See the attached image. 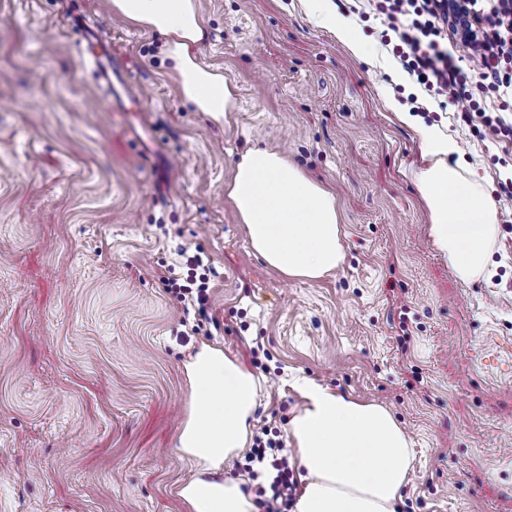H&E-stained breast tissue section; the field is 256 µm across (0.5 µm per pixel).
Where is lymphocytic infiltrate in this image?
<instances>
[{"mask_svg":"<svg viewBox=\"0 0 512 512\" xmlns=\"http://www.w3.org/2000/svg\"><path fill=\"white\" fill-rule=\"evenodd\" d=\"M376 9L383 26L399 39L395 54L408 72L438 97L453 102L464 95L467 78L447 43L448 36L462 32L472 36L469 62L477 90L488 86L512 89V71L502 63L503 56L512 57V0H466V16L456 21L448 15V0H377ZM489 14L498 18L492 29L480 25ZM246 458L251 463L269 461L276 472L270 487L255 490L265 498L267 512H289L297 482L278 443L255 436Z\"/></svg>","mask_w":512,"mask_h":512,"instance_id":"1","label":"lymphocytic infiltrate"}]
</instances>
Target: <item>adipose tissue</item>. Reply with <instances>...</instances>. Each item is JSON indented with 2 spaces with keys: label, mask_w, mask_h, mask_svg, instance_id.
Segmentation results:
<instances>
[{
  "label": "adipose tissue",
  "mask_w": 512,
  "mask_h": 512,
  "mask_svg": "<svg viewBox=\"0 0 512 512\" xmlns=\"http://www.w3.org/2000/svg\"><path fill=\"white\" fill-rule=\"evenodd\" d=\"M317 22L357 58L369 48L324 0H308ZM113 11L167 38L182 98L213 118L232 111L231 84L218 70L202 65L195 54L205 37L197 0H112ZM425 162L416 186L430 218V236L457 279L469 283L491 273L498 236V212L479 182L449 165L457 147L438 128L402 112ZM227 197L247 228L253 250L273 269L293 278L317 279L341 266L344 248L336 198L284 154L253 148L242 155ZM199 406L178 437L177 449L202 477L180 491L192 512H259L254 495L240 479L216 483L205 475L223 468L244 448L259 397L254 374L211 347H202L188 365ZM304 406L288 431L305 484L293 512H397L408 482L411 441L390 410L312 382H302Z\"/></svg>",
  "instance_id": "adipose-tissue-1"
}]
</instances>
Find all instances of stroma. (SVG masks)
Returning <instances> with one entry per match:
<instances>
[{
	"instance_id": "obj_1",
	"label": "stroma",
	"mask_w": 512,
	"mask_h": 512,
	"mask_svg": "<svg viewBox=\"0 0 512 512\" xmlns=\"http://www.w3.org/2000/svg\"><path fill=\"white\" fill-rule=\"evenodd\" d=\"M197 2V58L236 95L218 122L111 0H0V512H190L196 470L175 446L205 345L258 378L250 429L284 449L303 377L407 431L400 512H512V142L405 72L372 0H326L367 61L306 0ZM77 18L126 71L113 93L71 50ZM395 103L456 141L449 163L494 198L490 277L460 282L434 246ZM252 147L335 195L336 271L291 278L252 250L225 194ZM183 247L214 270L195 334L157 278L186 279ZM325 0H308L310 11L317 22L330 29L336 39L357 58L367 59L370 55L368 45L361 40L357 32L340 16L330 12L324 5Z\"/></svg>"
}]
</instances>
